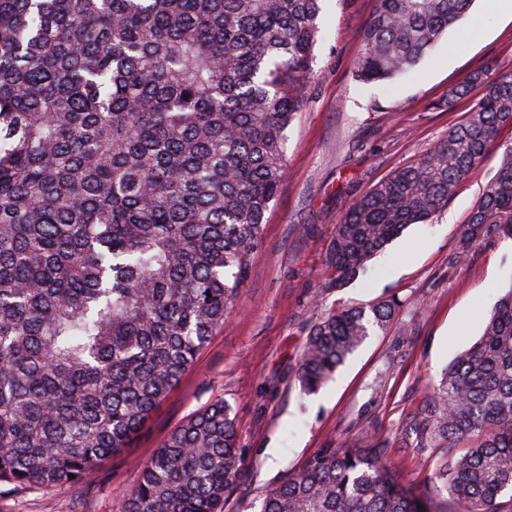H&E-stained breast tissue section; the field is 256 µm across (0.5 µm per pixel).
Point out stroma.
Segmentation results:
<instances>
[{
	"label": "stroma",
	"mask_w": 512,
	"mask_h": 512,
	"mask_svg": "<svg viewBox=\"0 0 512 512\" xmlns=\"http://www.w3.org/2000/svg\"><path fill=\"white\" fill-rule=\"evenodd\" d=\"M377 0H330L314 51V82L287 129L288 176L264 218L250 274L224 326L150 415L128 447L88 477V487L0 495V512H120L145 461L166 436L215 396L233 409L243 477L224 512H258L266 490L322 448L377 444L383 461L430 501L460 512L430 477L439 451L415 445L412 420L441 370L483 330L500 287L512 282V239L490 232L465 263L459 251L467 217L494 175L512 128L482 166L457 187L431 222L410 226L341 288L328 287L327 256L336 218L361 193L410 165L463 121L482 94L454 110L440 102L472 72H512V11L474 0L411 73L363 84L354 76L358 34ZM401 307L317 393L297 380L302 347L322 312L369 307L390 296Z\"/></svg>",
	"instance_id": "1"
}]
</instances>
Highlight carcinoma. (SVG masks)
<instances>
[{
	"instance_id": "cac0c4a2",
	"label": "carcinoma",
	"mask_w": 512,
	"mask_h": 512,
	"mask_svg": "<svg viewBox=\"0 0 512 512\" xmlns=\"http://www.w3.org/2000/svg\"><path fill=\"white\" fill-rule=\"evenodd\" d=\"M328 0H0V488H85L138 434L237 298L287 176L285 132L314 79ZM472 0H378L362 83L410 72ZM468 118L336 219L329 288L442 211L500 130L512 73ZM512 238V146L463 231ZM401 307L331 309L297 378L317 392ZM215 397L145 463L122 512H224L242 474ZM431 473L461 512L512 498V285L415 419ZM466 441L462 457L449 454ZM260 512H431L378 448H322Z\"/></svg>"
}]
</instances>
